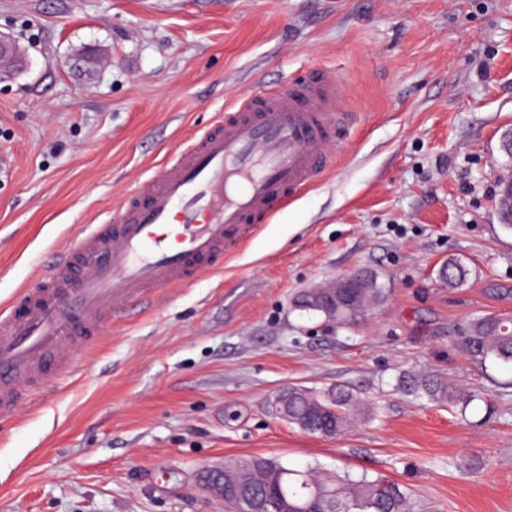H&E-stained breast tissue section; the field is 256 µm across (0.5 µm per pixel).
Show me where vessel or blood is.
Instances as JSON below:
<instances>
[{
	"label": "vessel or blood",
	"mask_w": 512,
	"mask_h": 512,
	"mask_svg": "<svg viewBox=\"0 0 512 512\" xmlns=\"http://www.w3.org/2000/svg\"><path fill=\"white\" fill-rule=\"evenodd\" d=\"M342 75L242 94L173 151L118 212L83 226L0 314V420L94 345L113 311L194 282L330 168L352 124Z\"/></svg>",
	"instance_id": "b4317fda"
}]
</instances>
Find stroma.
<instances>
[{
	"label": "stroma",
	"instance_id": "obj_1",
	"mask_svg": "<svg viewBox=\"0 0 512 512\" xmlns=\"http://www.w3.org/2000/svg\"><path fill=\"white\" fill-rule=\"evenodd\" d=\"M0 33L25 63L0 81V306L234 97L328 68L358 117L223 269L111 317L0 426V512H224L201 472L254 456L384 476L413 512H512V365L456 344L512 314V0H0ZM357 269L386 290L362 330L297 308ZM416 374L482 397L459 413ZM291 386L364 405L321 438L273 415ZM466 275L464 266L455 258H448V261L442 264L438 273L440 281L449 288L464 283Z\"/></svg>",
	"mask_w": 512,
	"mask_h": 512
}]
</instances>
